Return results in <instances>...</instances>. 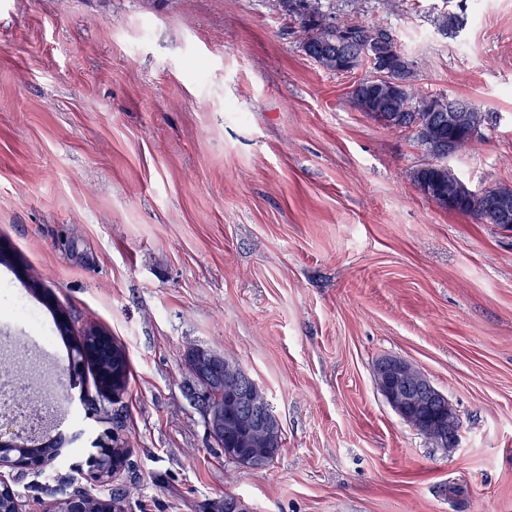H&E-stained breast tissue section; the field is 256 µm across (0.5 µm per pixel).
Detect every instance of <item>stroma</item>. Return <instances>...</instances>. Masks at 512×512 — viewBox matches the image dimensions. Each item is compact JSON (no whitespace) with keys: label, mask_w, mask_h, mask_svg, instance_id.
Masks as SVG:
<instances>
[{"label":"stroma","mask_w":512,"mask_h":512,"mask_svg":"<svg viewBox=\"0 0 512 512\" xmlns=\"http://www.w3.org/2000/svg\"><path fill=\"white\" fill-rule=\"evenodd\" d=\"M389 29L419 89L489 116L449 158L473 190L512 186V0H331ZM464 25L442 36L443 11ZM277 0H0V364L82 431L25 512L112 435L127 466L96 486L122 512H512V232L445 211L412 180L428 155L348 103ZM74 333L109 332L130 378L67 393ZM235 359L282 426L260 469L225 458L187 349ZM405 359L460 421L452 450L405 423L373 365ZM46 485L30 491L31 480Z\"/></svg>","instance_id":"stroma-1"}]
</instances>
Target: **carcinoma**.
<instances>
[{
	"label": "carcinoma",
	"instance_id": "cac0c4a2",
	"mask_svg": "<svg viewBox=\"0 0 512 512\" xmlns=\"http://www.w3.org/2000/svg\"><path fill=\"white\" fill-rule=\"evenodd\" d=\"M278 4L285 15L297 24L303 52L322 68L335 73L367 68V74L353 84L348 94L355 109L389 129L413 133L421 146L424 145V137H429L437 151L457 152L482 138L480 134L470 135V127L483 116L477 108L457 113L452 122L448 121V113L435 111L441 94L424 93L416 87L411 64L387 28L365 23L332 22L324 0H278ZM436 25L443 35L453 38L462 26V19L455 13L444 11L436 17ZM338 40L357 45L375 42L382 64L398 84L375 85L373 76L377 67L366 55L336 61L333 43ZM412 178L420 190L431 193V201L441 209L470 215L482 224L500 223L492 205L493 197L475 194L454 172L427 162L413 172ZM74 494L82 497L86 512H101L96 494L87 488L73 490L61 499L60 505H69Z\"/></svg>",
	"mask_w": 512,
	"mask_h": 512
}]
</instances>
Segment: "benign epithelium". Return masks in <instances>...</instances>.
I'll return each mask as SVG.
<instances>
[{
    "mask_svg": "<svg viewBox=\"0 0 512 512\" xmlns=\"http://www.w3.org/2000/svg\"><path fill=\"white\" fill-rule=\"evenodd\" d=\"M72 362L67 370L70 385L78 382L84 362L97 360L104 352L112 354L116 368L102 373L104 390L116 397L123 390L121 349L108 334L93 329L74 343ZM185 362L199 378L210 370L224 371L220 388L209 391L205 422L215 437L231 438L232 448L226 454L246 468L264 466L270 456L280 449V422L259 385L242 366L232 358L205 348H194L185 353ZM374 381L378 391L393 411L407 424L427 436L438 448H453L458 439L459 419L449 403L425 374L410 362L397 357H383L376 362ZM26 418L19 425L0 423V468L13 470L40 469L60 458L64 448L78 440L83 432H63V447L43 461L30 452V434L39 431ZM93 458L98 466L91 470L94 477L104 482L120 467L119 460L109 448H99Z\"/></svg>",
    "mask_w": 512,
    "mask_h": 512,
    "instance_id": "1",
    "label": "benign epithelium"
}]
</instances>
